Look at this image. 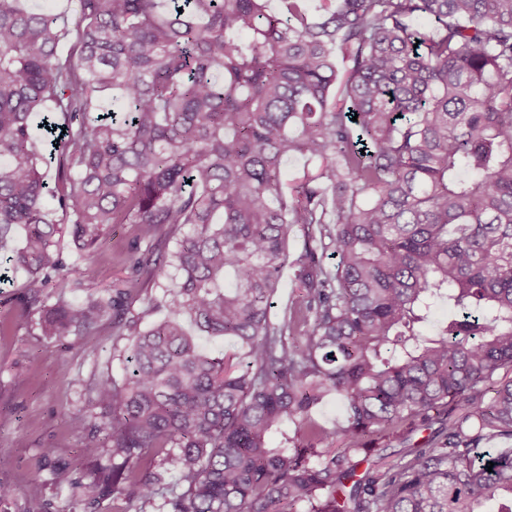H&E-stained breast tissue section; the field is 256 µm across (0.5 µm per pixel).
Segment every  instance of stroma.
Returning a JSON list of instances; mask_svg holds the SVG:
<instances>
[{"instance_id":"35a3bbf8","label":"stroma","mask_w":512,"mask_h":512,"mask_svg":"<svg viewBox=\"0 0 512 512\" xmlns=\"http://www.w3.org/2000/svg\"><path fill=\"white\" fill-rule=\"evenodd\" d=\"M147 245L138 225H113L100 250L79 265L84 287L67 289V298L81 302L93 288H129L140 328L160 321L166 314L160 306L163 290L134 263ZM24 280L19 272L0 282V484L12 490L0 512H90L53 477L65 467L74 482L88 485L98 468L111 467L106 451L77 461L83 439L72 432L69 417L86 408L92 379L122 376L129 339L113 335L108 323L91 335L42 336Z\"/></svg>"}]
</instances>
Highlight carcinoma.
I'll return each instance as SVG.
<instances>
[{"instance_id":"cac0c4a2","label":"carcinoma","mask_w":512,"mask_h":512,"mask_svg":"<svg viewBox=\"0 0 512 512\" xmlns=\"http://www.w3.org/2000/svg\"><path fill=\"white\" fill-rule=\"evenodd\" d=\"M59 16L0 0V255L44 336L105 317L121 379L71 417L84 487L135 512H512V0H77ZM320 162L289 185L284 158ZM57 157L53 203L47 156ZM114 224L187 226L164 319L82 288ZM305 231L288 261V237ZM335 249L332 268L324 258ZM302 301L271 316L287 263ZM448 320L432 328V307ZM230 338L214 356L200 337ZM503 370L505 375L494 379ZM347 416L314 417L330 395ZM448 425L398 462L384 441ZM294 433L279 447L284 421ZM342 444L324 448L326 441ZM494 466H489V463ZM174 470L178 484L161 470ZM52 1L51 8L49 10H53L54 14L66 15L68 16L69 28L71 30L68 39L64 42L62 51L64 55L70 53L74 49V54L77 55L78 52V44H77V31H76V9L77 6L75 4H67L68 0H50ZM68 11V13H67Z\"/></svg>"}]
</instances>
